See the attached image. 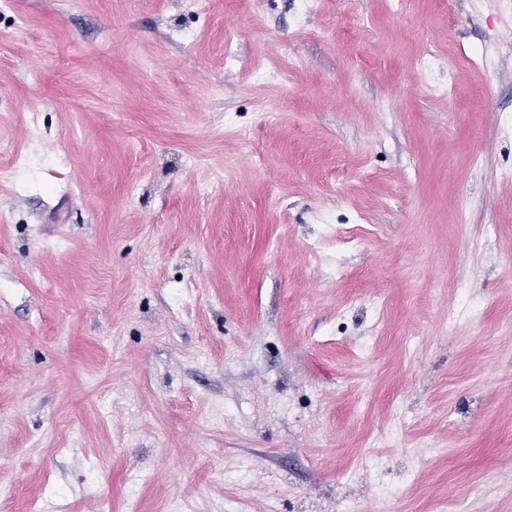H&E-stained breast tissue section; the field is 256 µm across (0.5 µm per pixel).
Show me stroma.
<instances>
[{
    "label": "stroma",
    "mask_w": 512,
    "mask_h": 512,
    "mask_svg": "<svg viewBox=\"0 0 512 512\" xmlns=\"http://www.w3.org/2000/svg\"><path fill=\"white\" fill-rule=\"evenodd\" d=\"M0 141V512H512L506 0H9Z\"/></svg>",
    "instance_id": "1"
}]
</instances>
